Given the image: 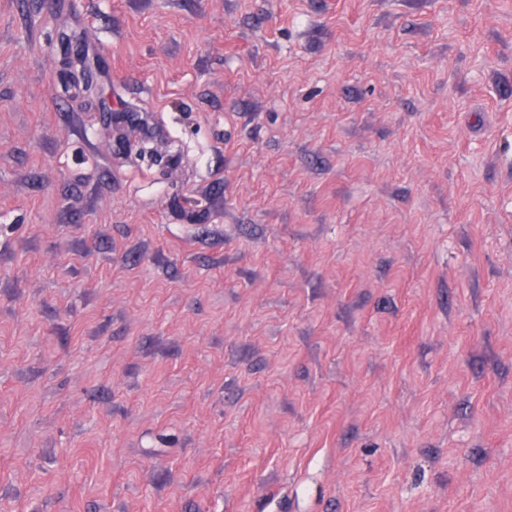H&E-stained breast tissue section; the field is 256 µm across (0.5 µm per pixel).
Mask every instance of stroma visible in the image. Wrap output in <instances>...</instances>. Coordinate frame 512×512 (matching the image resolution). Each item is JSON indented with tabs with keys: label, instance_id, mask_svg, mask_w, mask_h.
<instances>
[{
	"label": "stroma",
	"instance_id": "1",
	"mask_svg": "<svg viewBox=\"0 0 512 512\" xmlns=\"http://www.w3.org/2000/svg\"><path fill=\"white\" fill-rule=\"evenodd\" d=\"M0 512H512V0H0Z\"/></svg>",
	"mask_w": 512,
	"mask_h": 512
}]
</instances>
